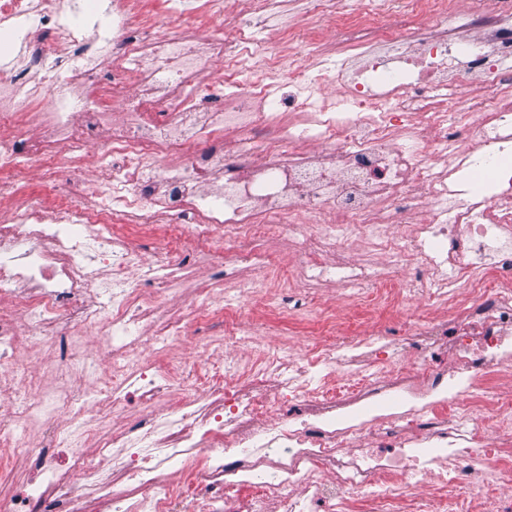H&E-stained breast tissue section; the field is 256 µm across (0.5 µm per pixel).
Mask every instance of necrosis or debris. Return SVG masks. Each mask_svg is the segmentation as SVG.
<instances>
[{
  "mask_svg": "<svg viewBox=\"0 0 512 512\" xmlns=\"http://www.w3.org/2000/svg\"><path fill=\"white\" fill-rule=\"evenodd\" d=\"M110 14L95 37L64 0H0V454L28 464L0 484V512H512V395L491 387L512 378V0H305L294 16L287 0L230 15L224 0H111ZM273 22L298 60L286 75L258 36ZM91 157L96 191L75 193ZM478 164L495 173L480 196L460 177ZM34 174L53 205L25 192ZM131 225L201 242L227 296L367 282L442 311L396 342L315 340L301 366L285 341L245 368L203 337L202 385L143 358L185 329L156 316L170 247L146 261ZM357 237L385 262L350 259ZM282 238L299 261L278 270L256 244ZM88 333L112 376L84 395L16 359ZM406 353L418 370L398 366ZM174 392L175 409L100 439L109 468L86 456L72 422Z\"/></svg>",
  "mask_w": 512,
  "mask_h": 512,
  "instance_id": "4bbe7bcc",
  "label": "necrosis or debris"
}]
</instances>
